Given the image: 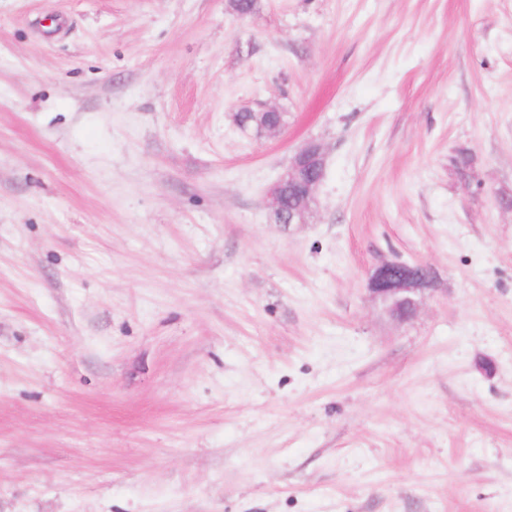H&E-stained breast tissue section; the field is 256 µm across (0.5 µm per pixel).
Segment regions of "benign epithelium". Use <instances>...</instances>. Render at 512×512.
Segmentation results:
<instances>
[{"label": "benign epithelium", "instance_id": "benign-epithelium-1", "mask_svg": "<svg viewBox=\"0 0 512 512\" xmlns=\"http://www.w3.org/2000/svg\"><path fill=\"white\" fill-rule=\"evenodd\" d=\"M326 152L321 144L309 141L292 156L286 172L270 187L263 206L281 223H306L301 210L288 211L283 189L295 185L302 191L303 202L313 200L316 189L325 177ZM433 283L430 267L387 261L377 266L368 279L370 295L379 300L386 313L403 323L414 318Z\"/></svg>", "mask_w": 512, "mask_h": 512}]
</instances>
